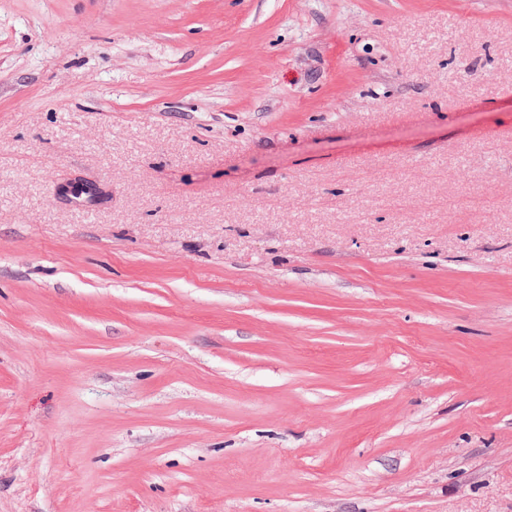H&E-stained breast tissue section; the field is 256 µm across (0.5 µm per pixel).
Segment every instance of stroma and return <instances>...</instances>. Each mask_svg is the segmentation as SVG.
<instances>
[{
	"label": "stroma",
	"instance_id": "1",
	"mask_svg": "<svg viewBox=\"0 0 512 512\" xmlns=\"http://www.w3.org/2000/svg\"><path fill=\"white\" fill-rule=\"evenodd\" d=\"M0 512H512V0H0Z\"/></svg>",
	"mask_w": 512,
	"mask_h": 512
}]
</instances>
